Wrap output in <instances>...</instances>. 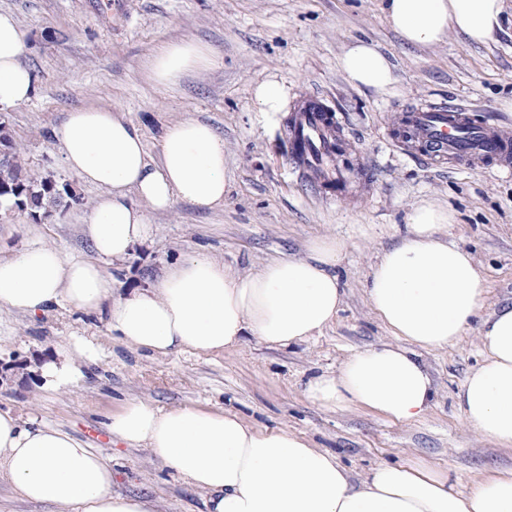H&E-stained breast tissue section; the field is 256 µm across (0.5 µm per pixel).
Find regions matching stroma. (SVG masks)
I'll return each mask as SVG.
<instances>
[{
	"label": "stroma",
	"instance_id": "stroma-1",
	"mask_svg": "<svg viewBox=\"0 0 512 512\" xmlns=\"http://www.w3.org/2000/svg\"><path fill=\"white\" fill-rule=\"evenodd\" d=\"M28 29L25 62L37 75L33 98L0 112L22 148L28 172L70 185L78 204L34 217L0 205V257L35 239L64 255L88 252L82 215L99 189L63 165L50 136L67 111L96 104L121 109L158 162L164 127L194 118L224 138V205L201 210L178 202L152 214L155 237L131 256L106 263L128 288L152 284L165 266L205 246L232 272H254L307 241L331 235L347 244L341 269L345 302L321 336L290 348L254 340L224 355L132 350L104 320L56 308L34 318L0 308V410L82 438L113 465L112 488L149 495L157 512H200V494L147 449L113 443L105 423L125 401L237 413L259 429H285L334 453L355 477L382 463L421 459L468 489L491 470L512 467V449L471 430L456 396L482 360L470 327L449 349L424 353L438 397L421 420L395 423L366 409L328 410L306 395L310 378L336 371L352 351L392 342L372 312L364 279L376 255L397 240L411 209L433 203L455 220L447 238L471 251L488 281L483 314L512 302V169L489 162L470 170L452 160L429 163L398 134L400 117L421 105L466 109L477 124L512 131V23L483 45L462 37L430 48L405 45L388 26L381 0H0ZM194 38L220 66L167 89L142 64L161 43ZM357 39L374 42L395 67L380 95L353 86L339 61ZM285 87L277 112L261 111L254 91ZM323 105L342 139L347 183L303 176L283 132L307 100ZM87 340L96 352L84 381L61 391L42 387L40 368L65 346Z\"/></svg>",
	"mask_w": 512,
	"mask_h": 512
}]
</instances>
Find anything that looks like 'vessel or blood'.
Segmentation results:
<instances>
[{
	"label": "vessel or blood",
	"mask_w": 512,
	"mask_h": 512,
	"mask_svg": "<svg viewBox=\"0 0 512 512\" xmlns=\"http://www.w3.org/2000/svg\"><path fill=\"white\" fill-rule=\"evenodd\" d=\"M403 121L426 159L449 156L467 166L488 161L512 164V132L475 124L462 109L432 107L405 113ZM326 126L325 113L314 108H305L298 116L290 133L291 156L297 165L321 170L332 152Z\"/></svg>",
	"instance_id": "obj_1"
}]
</instances>
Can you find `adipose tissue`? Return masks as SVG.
I'll use <instances>...</instances> for the list:
<instances>
[{
    "label": "adipose tissue",
    "mask_w": 512,
    "mask_h": 512,
    "mask_svg": "<svg viewBox=\"0 0 512 512\" xmlns=\"http://www.w3.org/2000/svg\"><path fill=\"white\" fill-rule=\"evenodd\" d=\"M390 28L404 43L431 47L449 34L481 45L501 30L505 0H383ZM29 32L0 11V112L32 97L36 75L24 62ZM213 49L188 38L162 43L145 60L148 79L174 87L217 66ZM340 66L353 85L385 93L390 59L373 43H351ZM67 170L101 195L84 217L89 255L64 256L32 242L0 259V307L35 316L61 307L104 317L127 346L166 356L220 354L253 338L273 348L309 341L344 302L336 274L345 243L308 242L300 257L237 274L206 250L186 255L150 286L124 293L102 266L122 259L155 232L150 215L176 202L200 209L224 204V138L209 123L183 119L160 138L151 165L136 125L123 111L85 105L53 128ZM452 216L432 204L415 207L406 232L383 249L366 275V293L395 343L346 357L336 372L314 377L307 396L323 408L367 409L397 422L426 416L436 388L420 352L454 346L479 315L488 284L474 255L448 243ZM482 362L457 394L464 422L503 448L512 447V306L483 322ZM113 442L150 449L200 492L203 512H512V468L462 491L421 461L384 463L354 479L328 451L305 438L258 430L239 415L196 407L126 401L112 414ZM0 479L33 503L64 512H155L152 501L114 492L112 465L81 440L36 419L0 411Z\"/></svg>",
    "instance_id": "ef3b65f1"
}]
</instances>
